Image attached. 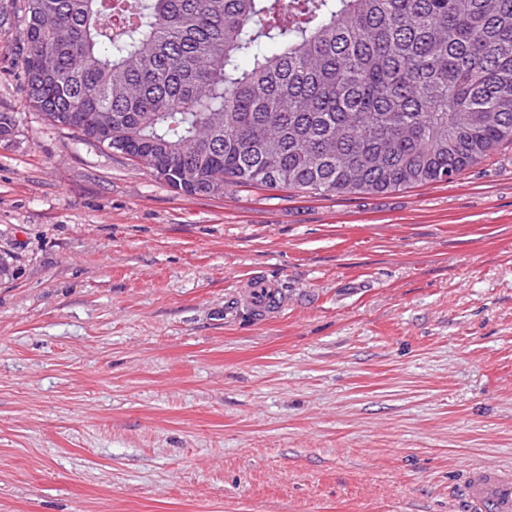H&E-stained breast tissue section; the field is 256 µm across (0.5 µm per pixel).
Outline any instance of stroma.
I'll use <instances>...</instances> for the list:
<instances>
[{"instance_id": "obj_1", "label": "stroma", "mask_w": 512, "mask_h": 512, "mask_svg": "<svg viewBox=\"0 0 512 512\" xmlns=\"http://www.w3.org/2000/svg\"><path fill=\"white\" fill-rule=\"evenodd\" d=\"M22 44L0 26V512H467L471 467L512 468V143L385 193L179 194L33 110ZM242 288H247V305L261 320L275 318L287 304V296L276 280L252 277Z\"/></svg>"}]
</instances>
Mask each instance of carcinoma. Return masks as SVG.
I'll return each mask as SVG.
<instances>
[{
	"label": "carcinoma",
	"instance_id": "cac0c4a2",
	"mask_svg": "<svg viewBox=\"0 0 512 512\" xmlns=\"http://www.w3.org/2000/svg\"><path fill=\"white\" fill-rule=\"evenodd\" d=\"M27 101L177 192L447 181L512 141V0H23Z\"/></svg>",
	"mask_w": 512,
	"mask_h": 512
}]
</instances>
